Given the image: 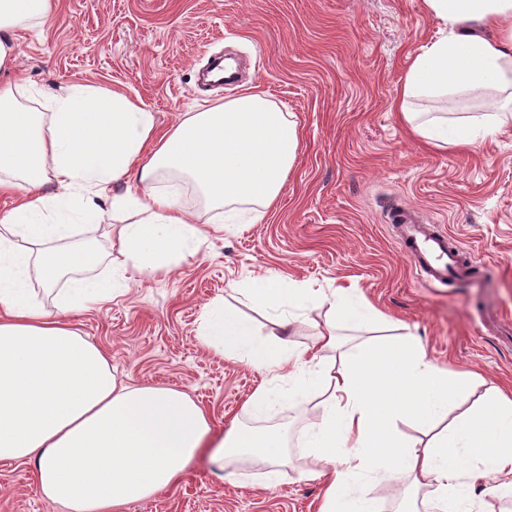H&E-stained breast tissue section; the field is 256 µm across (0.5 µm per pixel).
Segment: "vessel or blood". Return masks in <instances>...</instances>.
I'll use <instances>...</instances> for the list:
<instances>
[{
    "instance_id": "vessel-or-blood-1",
    "label": "vessel or blood",
    "mask_w": 512,
    "mask_h": 512,
    "mask_svg": "<svg viewBox=\"0 0 512 512\" xmlns=\"http://www.w3.org/2000/svg\"><path fill=\"white\" fill-rule=\"evenodd\" d=\"M387 220L400 250L423 281L445 284L451 280L476 279L478 264L467 259L439 225L424 221L415 209L395 206Z\"/></svg>"
}]
</instances>
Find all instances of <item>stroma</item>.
Instances as JSON below:
<instances>
[{"instance_id": "1", "label": "stroma", "mask_w": 512, "mask_h": 512, "mask_svg": "<svg viewBox=\"0 0 512 512\" xmlns=\"http://www.w3.org/2000/svg\"><path fill=\"white\" fill-rule=\"evenodd\" d=\"M439 28L423 0H56L44 24L16 29L22 107L43 109L53 88L88 81L139 95L162 132L247 92L267 94L298 123L297 160L261 221L242 213L238 229L213 235L170 276L140 277L71 316L119 380L188 394L219 434L234 422L265 425L243 412L262 372L199 340L203 305L220 301L262 350L280 318H295L300 350L332 321L341 350L377 345L374 369H390L415 341L439 370L466 379L471 399L512 388V127L473 151L443 153L391 110ZM401 203L487 262L481 278L422 284L386 222ZM261 277L315 293L356 289L392 323L365 325L326 305L261 306L244 293ZM325 414L321 391L283 396L276 422L288 462L275 485L243 463L220 478L203 453L177 484L124 512H318L320 485L300 480L310 461L298 441ZM0 512H56L36 491L33 464L0 461Z\"/></svg>"}]
</instances>
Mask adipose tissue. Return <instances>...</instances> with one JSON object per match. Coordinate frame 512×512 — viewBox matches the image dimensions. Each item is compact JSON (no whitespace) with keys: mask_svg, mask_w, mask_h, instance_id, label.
<instances>
[{"mask_svg":"<svg viewBox=\"0 0 512 512\" xmlns=\"http://www.w3.org/2000/svg\"><path fill=\"white\" fill-rule=\"evenodd\" d=\"M441 25L436 41L410 64L395 100L410 131L440 150L466 149L512 124V0H423ZM53 0H0V71L14 69L13 31L45 23ZM21 81L0 84V194L13 196L0 216V461H29L37 489L65 512H114L175 484L201 449L228 463L272 468L284 460L273 431L230 429L214 437L204 410L162 386L118 384L103 350L67 322L129 290L136 277L169 276L196 259L222 220L196 223L173 181L190 185L207 210L278 199L297 158L292 113L249 93L188 112L165 133L139 96L93 83L64 85L39 112L17 104ZM482 99L477 119L448 120L415 110L418 100L454 108ZM135 179L136 192L113 187ZM115 256L102 257L95 232L106 220ZM108 261V277L94 268ZM52 296L47 312L39 291ZM264 306L288 300L356 310L376 324L379 313L353 289L332 298L309 289L252 285ZM198 336L209 349L271 373L244 408L272 415L284 390L324 388L328 410L308 427L311 460L304 480L322 486L320 512H373L372 484L400 481L408 498L434 488V512H479L462 486L512 476V395L495 391L428 441L406 440L401 426L426 429L449 403L466 401L460 381L437 372L425 353L406 345L378 392L365 386L364 352L323 366L338 347L334 326L306 350L277 340L265 360L214 302Z\"/></svg>","mask_w":512,"mask_h":512,"instance_id":"1","label":"adipose tissue"}]
</instances>
